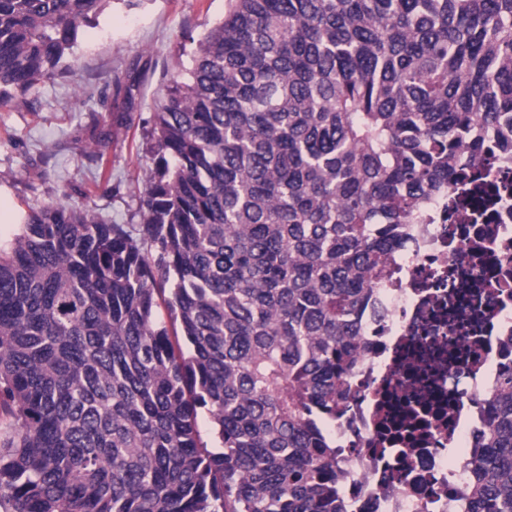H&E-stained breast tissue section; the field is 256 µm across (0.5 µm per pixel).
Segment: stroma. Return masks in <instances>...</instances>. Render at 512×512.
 <instances>
[{"instance_id":"stroma-1","label":"stroma","mask_w":512,"mask_h":512,"mask_svg":"<svg viewBox=\"0 0 512 512\" xmlns=\"http://www.w3.org/2000/svg\"><path fill=\"white\" fill-rule=\"evenodd\" d=\"M229 0H113L83 28L71 70L0 106V241L28 209L86 204L107 224L138 231L145 175L154 166L153 113L193 42L219 23ZM123 93H116L115 83ZM103 154L99 181L94 153Z\"/></svg>"}]
</instances>
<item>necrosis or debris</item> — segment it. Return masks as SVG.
<instances>
[{
	"label": "necrosis or debris",
	"mask_w": 512,
	"mask_h": 512,
	"mask_svg": "<svg viewBox=\"0 0 512 512\" xmlns=\"http://www.w3.org/2000/svg\"><path fill=\"white\" fill-rule=\"evenodd\" d=\"M487 168L492 189L434 204L371 281L328 427L349 512H470L467 458L512 367V156Z\"/></svg>",
	"instance_id": "1"
}]
</instances>
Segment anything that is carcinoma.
<instances>
[{
	"label": "carcinoma",
	"instance_id": "cac0c4a2",
	"mask_svg": "<svg viewBox=\"0 0 512 512\" xmlns=\"http://www.w3.org/2000/svg\"><path fill=\"white\" fill-rule=\"evenodd\" d=\"M110 7L0 0V104ZM153 125L142 243L51 203L0 245V512H347L368 286L485 133L512 154V0H232ZM488 414L466 494L512 512V373Z\"/></svg>",
	"mask_w": 512,
	"mask_h": 512
}]
</instances>
